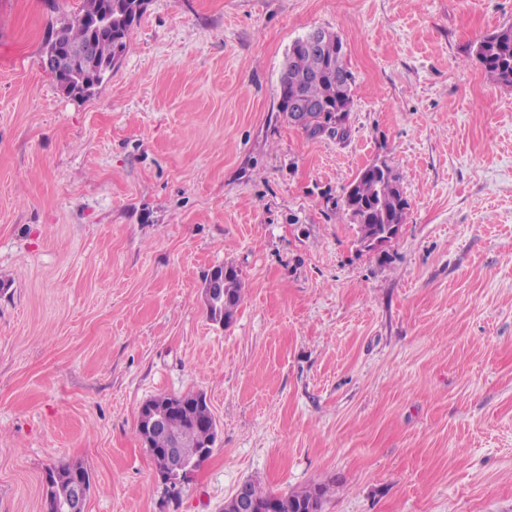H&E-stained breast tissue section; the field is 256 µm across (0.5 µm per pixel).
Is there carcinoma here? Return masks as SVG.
I'll return each instance as SVG.
<instances>
[{
  "label": "carcinoma",
  "instance_id": "obj_1",
  "mask_svg": "<svg viewBox=\"0 0 512 512\" xmlns=\"http://www.w3.org/2000/svg\"><path fill=\"white\" fill-rule=\"evenodd\" d=\"M144 12L142 0H81L79 10L71 22L60 31L47 37L43 48L56 47L59 43L78 48L89 40L95 41L97 53L94 65H78L75 79L66 94L75 97L83 89L80 81L88 86L102 84L107 73L125 54L134 24ZM307 37L296 39L288 51L280 78L278 110L287 120L294 118L288 111L290 103L306 97L318 105L309 113L301 128L311 137L329 131L336 133V114L344 112L352 102L353 75L347 68L344 44L341 37L327 33L316 48L307 46ZM472 56L485 71L500 84L512 87V25L500 27L477 42ZM342 211L356 226L357 241L363 243L372 235L391 231L396 235L404 223L409 206L403 196L399 174L388 166L386 170L371 165L362 169L351 181L341 202ZM216 275L223 279V298L204 299L209 319L228 325L242 301L244 284L241 271L232 265L212 269L206 278ZM165 401L167 427L182 437L181 453L193 467H198L212 453L215 435L211 429L213 416L201 393L180 396L162 395L152 402ZM55 472L50 492L56 500L62 499L71 478L79 473L90 477L81 464H66L52 468ZM328 491L326 485H315L301 492L272 494L262 491L259 485L249 482L250 495L262 504L274 502L277 512H322Z\"/></svg>",
  "mask_w": 512,
  "mask_h": 512
}]
</instances>
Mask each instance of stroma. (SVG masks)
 <instances>
[{
    "label": "stroma",
    "instance_id": "35a3bbf8",
    "mask_svg": "<svg viewBox=\"0 0 512 512\" xmlns=\"http://www.w3.org/2000/svg\"><path fill=\"white\" fill-rule=\"evenodd\" d=\"M80 0H0V512L49 468L86 512H219L241 483L323 512H512V87L472 57L512 0H147L102 85L46 35ZM337 33L346 139L278 110L292 43ZM386 160L409 202L360 249L338 203ZM245 294L209 319L208 272ZM203 393L211 456L171 491L141 405ZM212 275H217L223 279V298L216 300L214 298H204L207 307L209 319L214 322L228 325L232 322L236 310L242 301L244 284L241 277V271L232 265L218 266L212 269L205 277V282L211 278ZM208 296L219 297L223 290L220 279L212 278L207 282ZM48 471L55 472L53 486L48 490L52 493L53 498L55 500H60L66 494L65 498L61 501H55L53 506L56 510L55 512H85L86 500L90 487L77 479L72 480L71 483L70 481L75 473H79L80 475L91 479L88 470L83 465L75 463L50 468Z\"/></svg>",
    "mask_w": 512,
    "mask_h": 512
}]
</instances>
